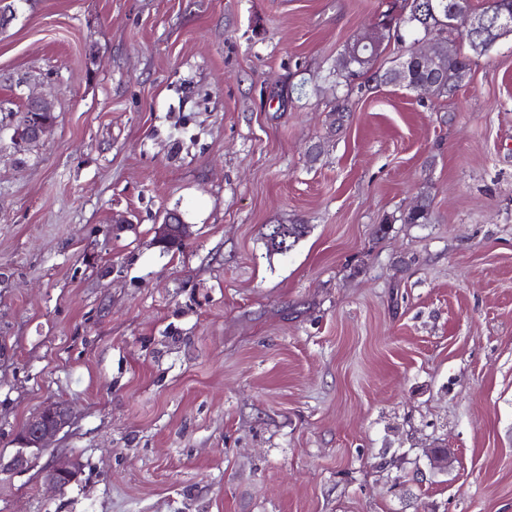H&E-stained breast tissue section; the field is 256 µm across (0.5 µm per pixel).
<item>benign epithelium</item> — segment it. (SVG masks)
Instances as JSON below:
<instances>
[{
    "label": "benign epithelium",
    "mask_w": 512,
    "mask_h": 512,
    "mask_svg": "<svg viewBox=\"0 0 512 512\" xmlns=\"http://www.w3.org/2000/svg\"><path fill=\"white\" fill-rule=\"evenodd\" d=\"M453 24L462 26L465 35L480 36L494 46L500 40L499 34L512 29V17L504 15L492 23H488L480 15L467 9H455L452 12ZM391 27L375 21L368 32L360 38L361 43L373 48L380 47L385 34ZM445 53L441 44L428 40L425 44H415L408 50L407 56L389 69V74L400 84H407L412 90L435 92L444 76ZM27 104L32 112L23 115L22 119L12 118L5 129L13 132L12 140L15 150L23 151L30 144L40 141L53 128L55 119L52 114L45 113L44 99L31 94ZM187 241L186 226L176 212L166 213L162 224L158 227L156 243L164 248L182 245ZM70 409L60 401L45 403L36 413L29 417L20 428L16 440V448L10 466L14 469L25 468L30 458L44 448L70 424ZM80 475L79 464L74 461L49 464L44 470L45 482L57 490H63Z\"/></svg>",
    "instance_id": "7a95c632"
}]
</instances>
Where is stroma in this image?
Returning <instances> with one entry per match:
<instances>
[{"mask_svg": "<svg viewBox=\"0 0 512 512\" xmlns=\"http://www.w3.org/2000/svg\"><path fill=\"white\" fill-rule=\"evenodd\" d=\"M402 5L20 0L0 121L56 122L0 139V512H512V36L453 32L450 95L377 81L410 33L337 76ZM273 224L307 233L272 254ZM377 52L375 53V56H371L369 58H363L357 54L353 55L352 53H349V61L346 60L342 54L336 62L337 74L346 78L358 75L364 69L368 68L373 58L379 55ZM26 103L31 106L35 113H47L44 117L34 116V112L23 114V118L19 121L17 117L11 118L9 124L3 127L1 124V132L4 130H13L12 140L14 142L15 150L22 152L24 148L28 147L31 143L39 142L45 137L53 128L55 119L52 114L46 112L44 109V99L42 96L31 94L27 97ZM27 104L24 109L16 114L26 112ZM187 241L186 226L176 212L166 213L162 224L158 227L156 243L163 248L184 245ZM70 419V409L66 403H45L20 428L16 436L18 448L10 461V466L14 469H24L32 456L47 448V443L69 426ZM79 475V464L74 461L49 464L44 470L45 482L57 490H63L77 481Z\"/></svg>", "mask_w": 512, "mask_h": 512, "instance_id": "1", "label": "stroma"}]
</instances>
